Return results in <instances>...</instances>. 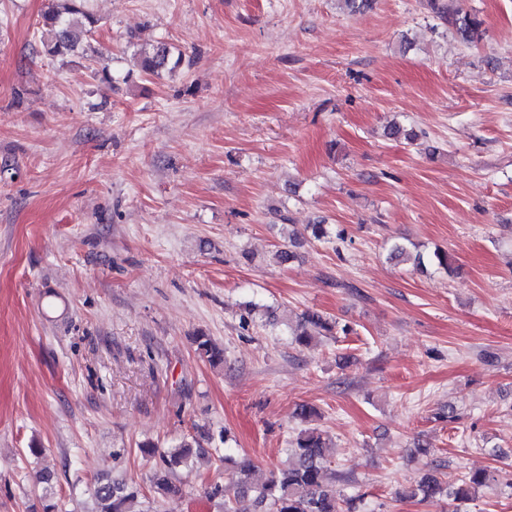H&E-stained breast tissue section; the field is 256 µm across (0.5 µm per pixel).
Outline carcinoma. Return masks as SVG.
Here are the masks:
<instances>
[{
    "mask_svg": "<svg viewBox=\"0 0 512 512\" xmlns=\"http://www.w3.org/2000/svg\"><path fill=\"white\" fill-rule=\"evenodd\" d=\"M87 0H51L41 16L37 31L44 51L52 57H67L84 50L85 44L99 27V19L87 9ZM429 7L455 38L464 45L478 42L482 36L483 21L475 14L464 11L457 0H429ZM136 55L141 71L157 75L168 64L178 67L182 55L172 57L165 43L149 47L141 44ZM341 238L342 232L329 225L309 224L304 231H292L288 242L274 252L280 265L294 260V248L310 239L318 242ZM393 260L409 261L414 270L426 272L428 268L450 271L448 254L411 252L405 245L394 243L390 250ZM336 323L322 314L307 310L293 323H285V330L296 344L308 346L318 337L332 333ZM198 354L212 364L224 361V350L207 336L195 340ZM329 442L315 429L301 431L288 449V464L270 472L263 482L252 479L254 466L244 458L237 463L235 476L227 484H213L205 492L207 501H220L223 512H356L362 496H345L336 487V472L328 468ZM154 459L151 475L153 495L146 496L139 486L121 478L103 475L97 478L92 492V507L88 512H168L166 505L183 498L182 490L172 481L177 467L188 463L193 455L192 446L183 442L166 450L157 446L145 448ZM493 477L485 470L465 472L446 482L436 468L429 469L416 483L405 487L399 496L422 502L441 501L448 512H462V506L473 501L479 490L488 486Z\"/></svg>",
    "mask_w": 512,
    "mask_h": 512,
    "instance_id": "obj_1",
    "label": "carcinoma"
}]
</instances>
